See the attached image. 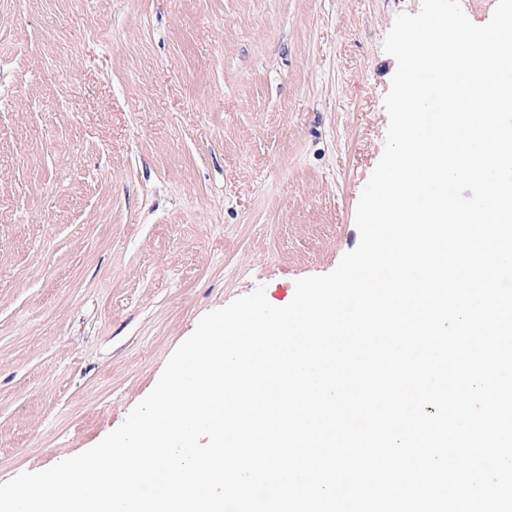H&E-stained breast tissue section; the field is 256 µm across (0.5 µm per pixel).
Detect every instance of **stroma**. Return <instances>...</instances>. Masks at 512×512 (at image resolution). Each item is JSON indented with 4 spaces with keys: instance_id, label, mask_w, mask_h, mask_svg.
<instances>
[{
    "instance_id": "1",
    "label": "stroma",
    "mask_w": 512,
    "mask_h": 512,
    "mask_svg": "<svg viewBox=\"0 0 512 512\" xmlns=\"http://www.w3.org/2000/svg\"><path fill=\"white\" fill-rule=\"evenodd\" d=\"M421 0H0V483L77 455L200 318L355 249Z\"/></svg>"
}]
</instances>
